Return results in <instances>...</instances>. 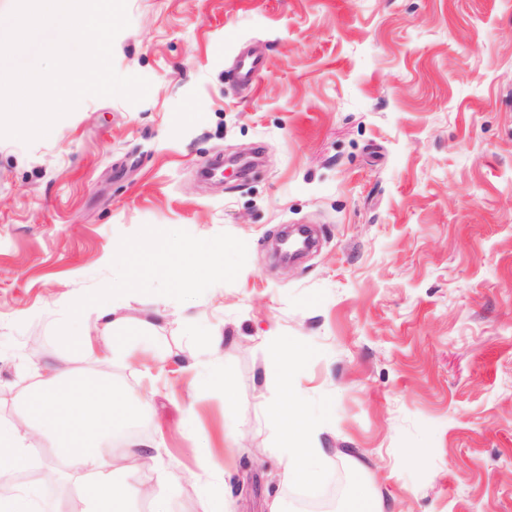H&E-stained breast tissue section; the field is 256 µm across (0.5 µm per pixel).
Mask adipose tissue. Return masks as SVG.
I'll return each instance as SVG.
<instances>
[{"mask_svg":"<svg viewBox=\"0 0 512 512\" xmlns=\"http://www.w3.org/2000/svg\"><path fill=\"white\" fill-rule=\"evenodd\" d=\"M121 337H114L94 376L76 375L67 365L33 384L19 406L24 427L0 422V477L24 471L31 465L29 438L39 435L84 479L78 512H129L135 467L129 457L104 458L102 443L111 441L119 420L127 415V399L107 372L123 359ZM277 433L278 450L285 460L288 482L307 484L320 475L323 453L318 425L304 409L271 400L264 409Z\"/></svg>","mask_w":512,"mask_h":512,"instance_id":"adipose-tissue-1","label":"adipose tissue"}]
</instances>
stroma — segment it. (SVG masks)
<instances>
[{
  "instance_id": "35a3bbf8",
  "label": "stroma",
  "mask_w": 512,
  "mask_h": 512,
  "mask_svg": "<svg viewBox=\"0 0 512 512\" xmlns=\"http://www.w3.org/2000/svg\"><path fill=\"white\" fill-rule=\"evenodd\" d=\"M113 44L144 100L88 97L32 143L0 138V420L32 364L91 375L72 311L117 308L113 383L137 512L327 500L358 512H512V0H127ZM266 61L241 88L243 46ZM291 224L316 248L273 256ZM223 244L183 287L166 241ZM296 349L290 396L323 419L320 479L283 482L261 405L264 336ZM218 352H210V342ZM223 375L201 390L204 375ZM46 512L82 482L32 438ZM212 468L201 469L204 460Z\"/></svg>"
}]
</instances>
